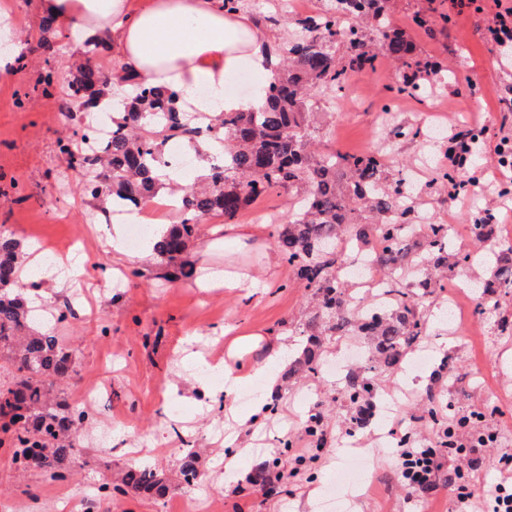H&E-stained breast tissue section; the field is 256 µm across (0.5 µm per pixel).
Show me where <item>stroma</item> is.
<instances>
[{
	"instance_id": "stroma-1",
	"label": "stroma",
	"mask_w": 512,
	"mask_h": 512,
	"mask_svg": "<svg viewBox=\"0 0 512 512\" xmlns=\"http://www.w3.org/2000/svg\"><path fill=\"white\" fill-rule=\"evenodd\" d=\"M0 16V57L21 55L26 67L12 80L0 81V227L8 228L23 252L42 245L65 249L79 262L77 279H48L41 291L54 309L69 308L58 335L69 341L77 370L63 396L77 405L80 392L107 382L102 402L90 411L83 437L84 451L64 467L68 481L16 467L8 448L0 447V512H322L320 503L342 470L354 468L356 457L368 460L365 482L349 490L348 512H456L454 492L438 490L436 505H426V493L404 487L394 436L375 440L369 428L351 429L353 407L337 402L339 378L290 376L289 363L271 359L273 344L291 345L301 356L302 330L311 314L307 292L283 260L274 235L290 215L288 191L269 192L246 207L232 230L219 217L206 218L199 236L185 255L196 270H219L242 277L241 288L202 289L198 281L174 278V264L146 252L144 246L113 251L112 235H128V225L113 229L103 223L98 200L83 195L80 173L69 171L57 140L71 134L74 122H60L54 100L35 92L36 71L42 64L31 53L27 37H38L42 18L38 0H9ZM285 0H242L245 13L260 26L268 47L284 35L277 17ZM385 12L403 31L416 56L438 62L448 80H422L418 91L401 92L404 71L391 58L378 56L374 71L353 77L344 91L310 93L308 124L312 139L325 152L361 153L385 149L389 173L408 172L415 184L416 205L433 223L468 228L470 215L493 209L498 223L512 226V196L501 189L508 181L493 177L494 147L500 137H512V120L502 118L498 96L512 87V67L501 66L496 49L482 40L479 26L486 16L449 14L446 0H386ZM450 22H443V15ZM425 26L413 23V16ZM477 76L474 101L457 98L464 76ZM434 121L447 130L480 123L489 128L487 148L474 167L478 182L464 206L450 203L437 177L447 141L428 146L425 137L398 138L392 130L414 122ZM59 191L58 204L48 196ZM269 215L266 223L255 214ZM119 276L118 288L101 287V280ZM438 296L423 299L424 346L431 360L424 372L397 366L378 372L379 395L405 390L409 397L401 416V433L412 440L435 443L443 427L436 412H480L491 436L486 459L469 469L465 454H449L445 474L461 484L482 488L494 477L492 461L512 454V335L497 333L502 318L512 317V292L487 305L471 331H449L441 319ZM450 357L455 373L441 369ZM220 357L238 368L240 390L262 395L268 374L279 386L264 413L251 428L235 426L225 436L228 402L224 387L199 378L197 359ZM321 418L324 447L317 461L298 464L295 441L314 447L305 434L311 415ZM190 441L199 452L200 476L185 484L179 462L168 448L175 438ZM278 460L281 481L261 490L249 477L260 464ZM132 465H148L166 479L164 497L133 494L99 495L106 482H118Z\"/></svg>"
}]
</instances>
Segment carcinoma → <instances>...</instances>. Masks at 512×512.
I'll list each match as a JSON object with an SVG mask.
<instances>
[{
	"label": "carcinoma",
	"mask_w": 512,
	"mask_h": 512,
	"mask_svg": "<svg viewBox=\"0 0 512 512\" xmlns=\"http://www.w3.org/2000/svg\"><path fill=\"white\" fill-rule=\"evenodd\" d=\"M384 0H337L336 13L316 12L291 21L292 32L277 45L278 69L265 91L261 106L243 112H224L207 127L224 145V162L197 180L184 179L178 186L185 202L180 222L169 225L154 244L158 255L176 260L198 234V224L210 216L224 223L238 222L243 210L272 189L304 187L292 217L277 227L275 244L296 278L309 291L317 311L306 324L307 346L289 373L318 378L324 360L320 336L325 331H357L366 337L376 364L348 374L344 395L356 405L350 423H367L366 413L376 391L378 366L400 363L409 348L424 335L425 320L420 300L431 295L434 277L416 279L411 287L400 282L410 270L446 266L470 268L475 256L455 249L444 239L441 224H413V213L399 198L400 180L387 184L382 156L373 151L360 154H324L313 147L307 132L305 95L322 88L330 92L347 88L352 72L374 69L383 54L407 69L400 91L417 88L419 74L442 73L436 62L421 63L404 35L391 28L384 16ZM352 24L345 30L339 20ZM375 19L380 40L371 46L361 23ZM37 46L45 68L35 87L47 97L58 94L79 112L97 105L110 88V74L97 59L104 56L100 41L88 43L86 62L77 73L61 81L51 66L56 54L53 21L44 17ZM345 38L343 55L336 60L338 37ZM130 93L124 111L112 116V140L102 154L84 150L90 132L81 127L73 136L57 142L69 160H78L83 193L110 202L124 201L134 207L157 197L159 172L166 168L165 147L174 140L192 142L201 135L189 122L180 91L128 79ZM481 213L472 217L474 237L493 235L492 225ZM356 244L374 256L377 270L393 285L394 302L370 315L359 313L338 276L343 261L341 247ZM19 243L10 233L0 232V353L12 360L14 381L0 391V432L9 436L17 466L34 468L53 480L67 478L63 463L77 455V435L85 411H75L54 391L76 374L71 353L54 324L66 318L62 311L53 324L38 330L43 312L24 297L26 285L19 279ZM512 284V246L498 254L491 276L478 287ZM197 449L180 455L179 470L185 483L198 476ZM124 492L162 496L167 485L149 466L128 468L121 478Z\"/></svg>",
	"instance_id": "obj_1"
}]
</instances>
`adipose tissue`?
Wrapping results in <instances>:
<instances>
[{
	"label": "adipose tissue",
	"mask_w": 512,
	"mask_h": 512,
	"mask_svg": "<svg viewBox=\"0 0 512 512\" xmlns=\"http://www.w3.org/2000/svg\"><path fill=\"white\" fill-rule=\"evenodd\" d=\"M41 12L74 38L75 45L107 35V53L118 79L99 105L123 109L131 74L155 86L176 87L196 111L217 116L260 104L264 86L252 97L225 95L224 84L242 66L272 79L277 61L265 38L242 12L225 13L222 0H39Z\"/></svg>",
	"instance_id": "obj_1"
}]
</instances>
